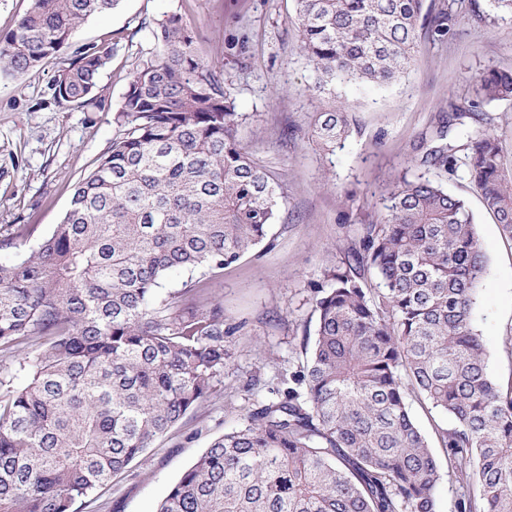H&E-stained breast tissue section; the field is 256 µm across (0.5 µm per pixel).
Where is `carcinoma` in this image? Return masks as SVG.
I'll return each instance as SVG.
<instances>
[{"label": "carcinoma", "instance_id": "obj_1", "mask_svg": "<svg viewBox=\"0 0 512 512\" xmlns=\"http://www.w3.org/2000/svg\"><path fill=\"white\" fill-rule=\"evenodd\" d=\"M120 0H29L0 36V75L22 78L67 54L53 102L104 109L106 42L82 25ZM300 53L321 92L384 85L413 61L420 19L442 37L467 16L489 23L512 0H295ZM113 120L118 134L75 186L59 224L36 248L0 262V512H75L112 475L214 393L237 327L223 302L184 289L167 312L158 290L173 270L215 276L268 238L280 186L239 140L246 116L172 13L152 27ZM512 101V71L479 77L477 99L449 104L448 122ZM354 103L320 113L311 139L328 151L351 133ZM438 132L411 166L456 162ZM467 173L512 239V179L501 141L472 130ZM382 222L313 287L314 338L276 398L243 415L171 486L157 512H439L452 484L457 512H512V383L488 371L474 329L484 274L473 215L424 174L402 176ZM18 224L0 250L30 235ZM376 287H369V279ZM451 419L425 433L409 399ZM445 449L442 468L431 439Z\"/></svg>", "mask_w": 512, "mask_h": 512}]
</instances>
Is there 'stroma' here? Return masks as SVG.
Wrapping results in <instances>:
<instances>
[{
  "instance_id": "35a3bbf8",
  "label": "stroma",
  "mask_w": 512,
  "mask_h": 512,
  "mask_svg": "<svg viewBox=\"0 0 512 512\" xmlns=\"http://www.w3.org/2000/svg\"><path fill=\"white\" fill-rule=\"evenodd\" d=\"M177 13L199 36L200 56L221 72L224 86L248 116L241 138L283 186L274 246L246 254L223 275L171 274L160 301L200 285L224 303L238 327L228 337L232 362L215 392L186 419L157 439L109 485L77 502L76 512H156L169 488L224 431L236 427L253 404L270 399L287 382L313 331L310 285L358 247L363 227L380 220L388 191L405 173L422 137L435 134L449 103L476 97L477 80L491 68L512 70V21L493 25L465 18L453 34L432 38L419 28V48L408 74L389 86H346L354 102L353 132L343 147L325 153L310 139L325 95L301 94L314 70L298 51L290 21L293 0H121L113 12L89 19L82 42L106 40L114 55L104 72L106 107L84 112L51 103L50 85L61 60L21 79L0 77V234L17 224L35 226L18 251L35 248L58 224L72 188L92 169L118 129L113 113L144 53L154 51L150 28ZM474 217L488 260L474 311V326L488 349L489 369L500 384L512 381V240L464 171L432 166ZM251 391H244L245 383Z\"/></svg>"
}]
</instances>
